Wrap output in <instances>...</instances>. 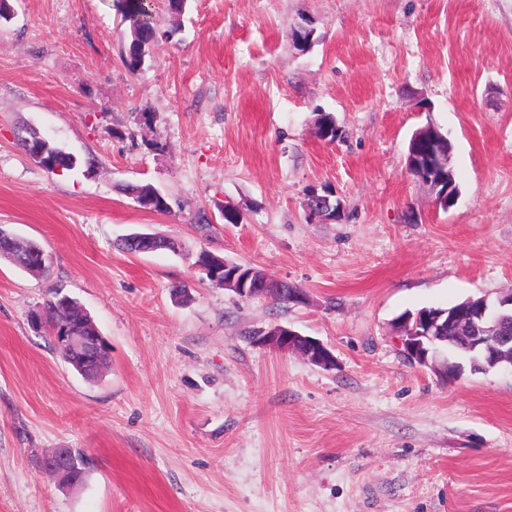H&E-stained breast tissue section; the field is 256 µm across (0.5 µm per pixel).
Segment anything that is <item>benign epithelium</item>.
I'll list each match as a JSON object with an SVG mask.
<instances>
[{"label":"benign epithelium","instance_id":"1","mask_svg":"<svg viewBox=\"0 0 512 512\" xmlns=\"http://www.w3.org/2000/svg\"><path fill=\"white\" fill-rule=\"evenodd\" d=\"M128 243L138 249V252L157 251L172 246V242L156 234L136 233L128 237ZM203 270L210 274L213 282L233 291L241 298L263 297L284 287V282L275 280L267 275L256 276L252 280L239 281L236 275L226 277L230 263L222 258L206 255L200 261ZM63 307L77 315L75 324L65 327L60 336V342L72 357V361L85 373H97L108 356V345L99 330H85L82 316L85 310L74 305L70 300L63 302ZM448 326L463 327L475 344L482 343L483 335L493 331L498 341V347L490 349L486 354L487 367H495L508 357L507 347H512V315H501L495 319L489 317L488 300L483 297L478 300L470 299L458 309L449 312L425 310L416 315H409L397 322L400 330L401 347L412 362L433 369L448 381L460 377L462 366L451 360L447 350L440 346L444 340L445 329ZM258 342L264 347L281 352H296L310 364L325 370L336 367V357L319 340L299 333L286 327L268 329ZM45 469L59 477L65 483L78 482V473L73 467L67 448H54L43 459Z\"/></svg>","mask_w":512,"mask_h":512}]
</instances>
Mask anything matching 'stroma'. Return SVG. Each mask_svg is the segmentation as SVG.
<instances>
[{"label":"stroma","mask_w":512,"mask_h":512,"mask_svg":"<svg viewBox=\"0 0 512 512\" xmlns=\"http://www.w3.org/2000/svg\"><path fill=\"white\" fill-rule=\"evenodd\" d=\"M144 2L176 34L134 74L114 0H11L0 25V227L49 266L0 259V512H512V373L443 382L393 326L512 291V0ZM428 124L453 145L447 210L407 167ZM31 127L97 166L46 171ZM313 192L336 217H308ZM133 232L175 247L128 254ZM204 251L305 303L237 297ZM57 289L110 345L98 379L30 321ZM276 325L336 369L255 343ZM54 448L88 457L81 483L43 468Z\"/></svg>","instance_id":"1"}]
</instances>
